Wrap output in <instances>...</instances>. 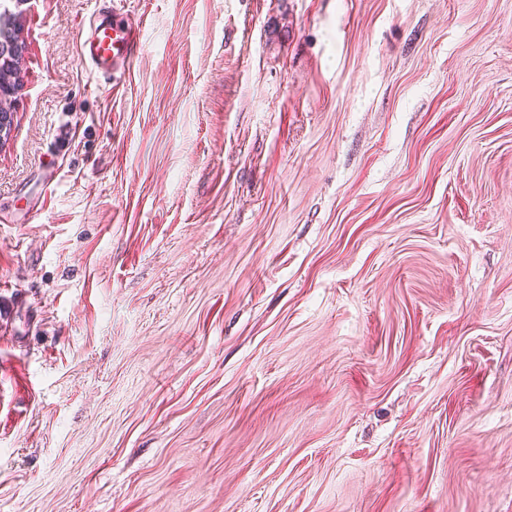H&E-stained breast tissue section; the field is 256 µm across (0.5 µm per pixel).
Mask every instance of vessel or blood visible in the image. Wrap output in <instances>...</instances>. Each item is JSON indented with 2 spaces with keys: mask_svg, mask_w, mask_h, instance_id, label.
I'll use <instances>...</instances> for the list:
<instances>
[{
  "mask_svg": "<svg viewBox=\"0 0 512 512\" xmlns=\"http://www.w3.org/2000/svg\"><path fill=\"white\" fill-rule=\"evenodd\" d=\"M90 35L80 45V58L94 72L116 78L129 68L141 47L140 31L122 13L99 9L89 21Z\"/></svg>",
  "mask_w": 512,
  "mask_h": 512,
  "instance_id": "b4317fda",
  "label": "vessel or blood"
}]
</instances>
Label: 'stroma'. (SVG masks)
<instances>
[{
  "label": "stroma",
  "mask_w": 512,
  "mask_h": 512,
  "mask_svg": "<svg viewBox=\"0 0 512 512\" xmlns=\"http://www.w3.org/2000/svg\"><path fill=\"white\" fill-rule=\"evenodd\" d=\"M24 0L0 512H512V0ZM103 7L89 21L91 32L80 45V58L104 79L116 80L140 50V31L113 5L112 16Z\"/></svg>",
  "instance_id": "stroma-1"
}]
</instances>
